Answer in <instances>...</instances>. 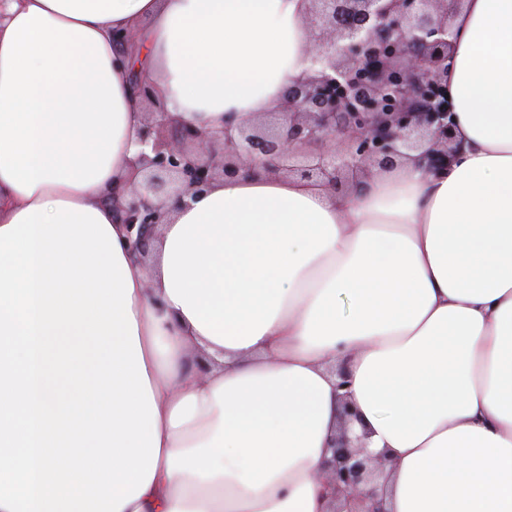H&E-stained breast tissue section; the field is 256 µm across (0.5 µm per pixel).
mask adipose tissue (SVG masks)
Wrapping results in <instances>:
<instances>
[{"label":"adipose tissue","instance_id":"1","mask_svg":"<svg viewBox=\"0 0 512 512\" xmlns=\"http://www.w3.org/2000/svg\"><path fill=\"white\" fill-rule=\"evenodd\" d=\"M307 8L7 0L0 227L58 200L112 218L143 122L134 61L181 122L277 109L304 72ZM452 24L446 171L407 162L345 194L227 178L171 210L146 260L114 224L160 447L122 512H329L316 473L344 357L367 446L396 464L389 512H512V0H465ZM134 26L133 61L112 35Z\"/></svg>","mask_w":512,"mask_h":512}]
</instances>
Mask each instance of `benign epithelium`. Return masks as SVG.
I'll list each match as a JSON object with an SVG mask.
<instances>
[{"instance_id": "benign-epithelium-1", "label": "benign epithelium", "mask_w": 512, "mask_h": 512, "mask_svg": "<svg viewBox=\"0 0 512 512\" xmlns=\"http://www.w3.org/2000/svg\"><path fill=\"white\" fill-rule=\"evenodd\" d=\"M464 0H309L306 73L288 88L273 120L224 122L209 130L151 113L141 150L120 193L115 219L136 230L131 251L145 256L165 202H180L227 177L261 166L334 193L357 180L411 160L440 171L460 149L445 98L448 58L456 40L452 19ZM135 97L154 98L151 82L131 73ZM336 376L340 429L320 477L332 499L349 496L386 512L383 499L392 458L368 451L366 433L353 431L357 410L349 392L348 359Z\"/></svg>"}]
</instances>
